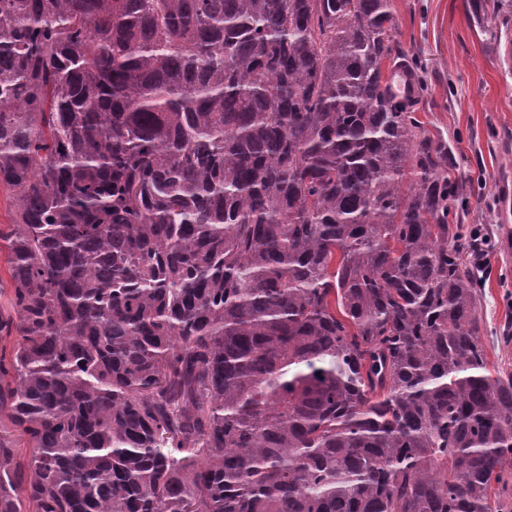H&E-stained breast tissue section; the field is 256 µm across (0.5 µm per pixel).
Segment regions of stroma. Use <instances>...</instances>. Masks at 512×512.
<instances>
[{
	"label": "stroma",
	"mask_w": 512,
	"mask_h": 512,
	"mask_svg": "<svg viewBox=\"0 0 512 512\" xmlns=\"http://www.w3.org/2000/svg\"><path fill=\"white\" fill-rule=\"evenodd\" d=\"M474 0H392L401 48L427 66L418 119L433 139L448 143L470 206L469 228L491 239L479 270L478 316L487 338L488 366L512 373V345L497 338L512 330V29L500 43L487 40Z\"/></svg>",
	"instance_id": "35a3bbf8"
}]
</instances>
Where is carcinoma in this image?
Wrapping results in <instances>:
<instances>
[{"label":"carcinoma","mask_w":512,"mask_h":512,"mask_svg":"<svg viewBox=\"0 0 512 512\" xmlns=\"http://www.w3.org/2000/svg\"><path fill=\"white\" fill-rule=\"evenodd\" d=\"M476 12L498 39L512 0ZM397 31L0 0V512H512V374Z\"/></svg>","instance_id":"obj_1"}]
</instances>
